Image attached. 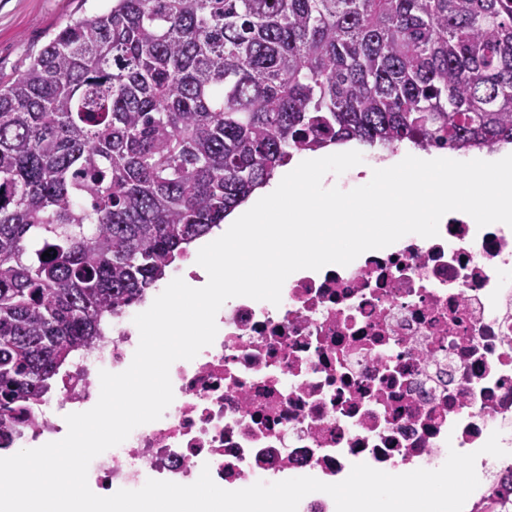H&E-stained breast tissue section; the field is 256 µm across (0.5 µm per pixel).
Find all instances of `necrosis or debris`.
Segmentation results:
<instances>
[{
  "label": "necrosis or debris",
  "mask_w": 512,
  "mask_h": 512,
  "mask_svg": "<svg viewBox=\"0 0 512 512\" xmlns=\"http://www.w3.org/2000/svg\"><path fill=\"white\" fill-rule=\"evenodd\" d=\"M439 231L304 270L277 305L226 301L214 342L172 364L163 416L91 461L95 492L188 485L205 468L224 489L293 473L332 483L359 460L428 469L453 446L478 452L511 501L512 457L481 448L495 431L512 446V228L451 217ZM134 316L113 315L110 334L61 374L56 399L29 406L15 440L62 439L66 415L94 407L100 371L133 358Z\"/></svg>",
  "instance_id": "necrosis-or-debris-1"
}]
</instances>
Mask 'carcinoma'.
Masks as SVG:
<instances>
[{"label":"carcinoma","instance_id":"obj_1","mask_svg":"<svg viewBox=\"0 0 512 512\" xmlns=\"http://www.w3.org/2000/svg\"><path fill=\"white\" fill-rule=\"evenodd\" d=\"M350 142L512 145V0H115L0 82V448L193 242Z\"/></svg>","mask_w":512,"mask_h":512}]
</instances>
